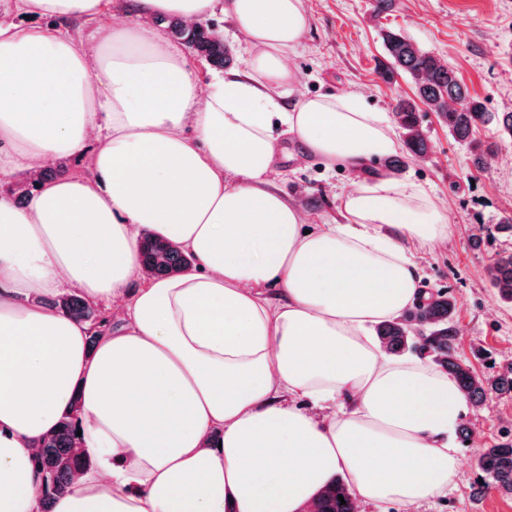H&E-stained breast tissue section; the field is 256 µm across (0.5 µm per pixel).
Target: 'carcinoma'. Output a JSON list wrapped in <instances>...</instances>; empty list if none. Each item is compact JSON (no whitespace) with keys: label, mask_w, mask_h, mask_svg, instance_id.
Returning a JSON list of instances; mask_svg holds the SVG:
<instances>
[{"label":"carcinoma","mask_w":512,"mask_h":512,"mask_svg":"<svg viewBox=\"0 0 512 512\" xmlns=\"http://www.w3.org/2000/svg\"><path fill=\"white\" fill-rule=\"evenodd\" d=\"M167 25L175 37L191 49L203 54L218 66L227 67L232 57L224 47V40L210 26L188 27L174 16L157 20ZM383 59L378 61V73L386 82L397 75L414 78L415 97L400 98L393 108V118L399 127L406 155L384 160V166L394 170L408 159H422L430 151L429 138L422 128L420 106L434 112L448 133L457 141L470 146L473 164L479 168L494 152V144L476 139V131L493 126L501 137L512 140V109L490 111L485 102L471 95L456 71L435 53L424 49L404 31L394 28L380 30ZM142 264L158 277H167L188 271L194 265L192 256L183 252L172 240L147 235L141 242ZM487 279L499 299L512 304V251H503L492 257L486 268ZM47 303L69 317L81 320L90 327L89 350H94L100 337L99 327L104 323L103 314L77 295H63ZM457 304L448 292H439L429 301L414 307L409 316L394 321H382L375 333L385 350L402 355L416 350L428 351L430 357L455 379L473 407L481 408L493 397H512V358L499 362V370L488 377H481L469 362L456 350L457 330L454 325ZM418 321L424 333L415 339L407 322ZM79 401L47 435L35 459V467L42 477V512H51L53 501L64 495L74 472L89 464L82 454L75 452V416ZM480 479L471 485L473 492L481 493L493 487L512 495V438L503 439L490 448L482 449L476 462ZM343 500H338V496ZM311 512H356L354 500L343 478L331 479L322 489Z\"/></svg>","instance_id":"obj_1"}]
</instances>
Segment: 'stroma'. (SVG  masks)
Segmentation results:
<instances>
[{"label": "stroma", "mask_w": 512, "mask_h": 512, "mask_svg": "<svg viewBox=\"0 0 512 512\" xmlns=\"http://www.w3.org/2000/svg\"><path fill=\"white\" fill-rule=\"evenodd\" d=\"M310 26L304 47L291 65L297 90L306 96L362 95L374 112H391L397 97H410L408 76L385 82L376 70L383 55L380 28L403 30L423 48L445 59L487 107L512 106V0H395L391 11L375 16L374 0H305ZM431 140L428 158L409 161L400 179L424 185L448 206V240L433 252H417L425 292L450 291L457 302V352L475 372H492L493 361L512 357V305L500 302L484 277L495 252L512 249V235L498 232L505 210L512 209V142L494 127L481 129L483 141L497 143L483 171H476L468 146L449 135L435 113L422 114ZM270 178L307 215L311 224L335 217L338 196L354 175L338 166L326 169L319 158L289 142ZM484 242L473 247L471 238ZM474 436L462 446V477L448 496L407 507L361 506L359 512H512V496L495 491L474 495L475 461L481 449L512 433V398L490 400L473 422Z\"/></svg>", "instance_id": "35a3bbf8"}]
</instances>
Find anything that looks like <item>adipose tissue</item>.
<instances>
[{"label":"adipose tissue","instance_id":"adipose-tissue-1","mask_svg":"<svg viewBox=\"0 0 512 512\" xmlns=\"http://www.w3.org/2000/svg\"><path fill=\"white\" fill-rule=\"evenodd\" d=\"M111 2L0 0V167L85 164L28 206L0 197V512H40L35 454L75 400L91 464L53 512H305L335 475L363 504L446 496L466 398L372 334L423 297L414 251L448 238L444 203L368 169L401 146L390 116L355 94L287 104L304 0H130L135 27ZM219 12L251 53L204 82L145 24ZM74 20L89 39L52 28ZM284 136L359 173L338 221L306 229L270 183ZM147 233L195 271L143 276ZM72 288L120 311L92 354L45 304Z\"/></svg>","mask_w":512,"mask_h":512}]
</instances>
